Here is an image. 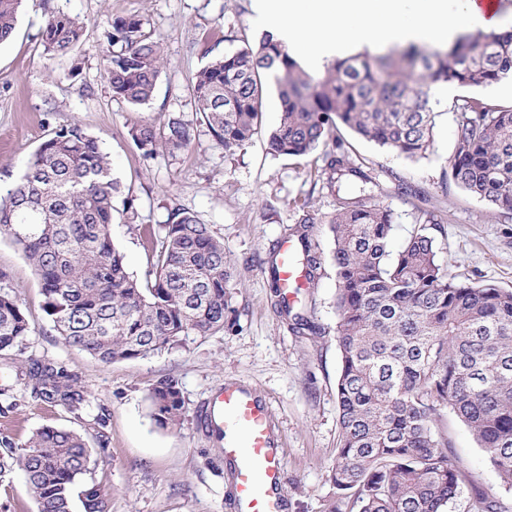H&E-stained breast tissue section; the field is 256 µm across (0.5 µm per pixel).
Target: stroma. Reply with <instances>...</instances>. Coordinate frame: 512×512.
Masks as SVG:
<instances>
[{"label": "stroma", "instance_id": "stroma-1", "mask_svg": "<svg viewBox=\"0 0 512 512\" xmlns=\"http://www.w3.org/2000/svg\"><path fill=\"white\" fill-rule=\"evenodd\" d=\"M77 14L86 31L74 57L49 58L42 29L50 13ZM140 15L161 47L166 66L148 106L133 108L116 100L105 78L102 54L106 19ZM253 0H26L11 41L0 45V190L11 188L29 156L63 124L79 123L108 153L123 192L114 201L112 240L127 269L144 277L151 267L145 228H160L169 206L177 205L208 224L224 242L233 268L227 285V324L223 332L186 338L144 358L104 364L69 347L42 310L37 274L9 239L0 237V272L30 322L23 352H0V436L23 445L45 425L82 433L93 450L91 476L101 485L106 512H230V471L223 442L200 415L223 390L240 382L269 401L284 456L292 512H330L337 498L331 470L338 446L336 376L339 351L334 329L335 273L325 217L338 198L358 195L363 176L376 178V194L395 213L394 239H401L424 214L442 227L437 251L449 274L512 289V221L448 179L455 142L451 99L436 108L431 148L408 159L356 136L338 134L360 176L339 181L313 179L326 166V150L291 157L270 150L266 129L279 120L275 95L263 112L264 133L235 152L225 151L201 120L192 92L207 57L227 49L225 34L256 40ZM78 74H71L72 59ZM175 114L189 125L190 147L142 159L129 129L142 121ZM310 199L320 217L309 238L320 265L310 287L295 289L283 306L272 285V264L289 238L298 214L295 200ZM308 322L293 331L295 316ZM33 359H51L76 374L92 404L82 415L31 398L24 375ZM175 378L185 412L181 424L162 429L149 416L147 395L161 377ZM441 423L470 484L445 512H467L473 491L512 506L506 487L469 429L454 414Z\"/></svg>", "mask_w": 512, "mask_h": 512}]
</instances>
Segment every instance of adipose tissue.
<instances>
[{
	"label": "adipose tissue",
	"mask_w": 512,
	"mask_h": 512,
	"mask_svg": "<svg viewBox=\"0 0 512 512\" xmlns=\"http://www.w3.org/2000/svg\"><path fill=\"white\" fill-rule=\"evenodd\" d=\"M254 11L264 32L314 70L351 43L373 51L410 42L441 47L473 22L488 31L501 25L497 6L481 0H254Z\"/></svg>",
	"instance_id": "adipose-tissue-1"
}]
</instances>
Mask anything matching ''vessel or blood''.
Masks as SVG:
<instances>
[{
	"label": "vessel or blood",
	"instance_id": "1",
	"mask_svg": "<svg viewBox=\"0 0 512 512\" xmlns=\"http://www.w3.org/2000/svg\"><path fill=\"white\" fill-rule=\"evenodd\" d=\"M281 251V288L300 287L302 279L291 262L290 247L282 246ZM206 419L224 437V458L233 473L235 512H288L283 455L267 403L245 386L231 384L214 400Z\"/></svg>",
	"mask_w": 512,
	"mask_h": 512
}]
</instances>
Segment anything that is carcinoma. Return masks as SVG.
I'll use <instances>...</instances> for the list:
<instances>
[{
	"label": "carcinoma",
	"instance_id": "obj_1",
	"mask_svg": "<svg viewBox=\"0 0 512 512\" xmlns=\"http://www.w3.org/2000/svg\"><path fill=\"white\" fill-rule=\"evenodd\" d=\"M22 0H0V44L14 33ZM103 50L112 96L134 108L153 99L165 66L140 16L115 17ZM86 29L78 15L48 16L43 52L70 54ZM512 79V31L465 32L444 50L415 44L387 55H350L319 75L308 73L271 35L214 57L195 76L197 110L228 152L261 127L269 85L280 117L270 150L301 157L344 126L405 157L433 143L432 87L467 90L454 98L453 182L512 219V104L475 95ZM143 158L191 144L187 123L170 115L131 129ZM336 178L358 175L341 140L327 153ZM121 192L108 154L79 124L55 129L28 159L16 185L0 194V236L8 237L39 277L42 310L64 342L103 364L147 357L188 336H211L226 325L231 277L224 242L191 212L174 206L160 243L146 230L155 262L145 278L128 272L112 242L113 200ZM300 261L313 278L317 259L308 236L322 222L310 202L296 204ZM332 237L336 281V378L339 445L331 512H443L459 498L465 476L447 433L437 424L450 410L512 487V290L448 275L437 257L434 216L419 219L390 250L394 213L374 195L338 199L323 221ZM17 297L0 288V352H23L30 335ZM32 397L80 414L91 405L78 377L52 360L25 372ZM162 428L180 424L179 383L162 377L148 395ZM92 449L80 433L45 425L17 447L0 437V482L19 472L38 512H106L99 485L85 476ZM473 512H507L476 493Z\"/></svg>",
	"mask_w": 512,
	"mask_h": 512
}]
</instances>
